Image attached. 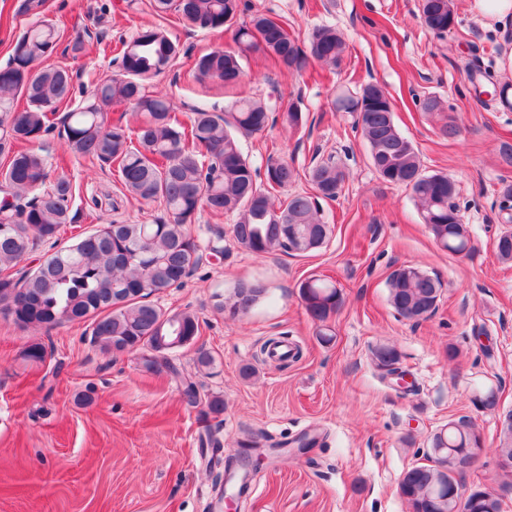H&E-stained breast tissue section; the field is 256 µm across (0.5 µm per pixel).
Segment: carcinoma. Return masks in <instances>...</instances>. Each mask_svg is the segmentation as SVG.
<instances>
[{
	"label": "carcinoma",
	"instance_id": "carcinoma-1",
	"mask_svg": "<svg viewBox=\"0 0 512 512\" xmlns=\"http://www.w3.org/2000/svg\"><path fill=\"white\" fill-rule=\"evenodd\" d=\"M152 9L159 17L176 13L193 31L233 30L234 45L195 59L193 76L201 84L240 82L250 53L280 70L299 71L310 58L336 67L347 49L332 25L315 26L300 40L288 31V23L262 11L244 21L242 0H153ZM419 12L425 27L436 35L448 32L449 23L456 21L452 0H419ZM58 44L55 24L38 19L19 32L8 63L0 67V156L7 160L0 170V182L7 187L0 193V314L19 325L47 330L89 320L92 341L102 353L145 351V369L165 370L183 383L186 406L201 407L204 420L217 418L224 413V400L214 397L200 406L196 384L169 356L193 344L196 317L169 314L149 298L180 287L201 263L200 246L188 226L203 209L236 215L231 237L254 255L283 251L301 256L321 249L331 239L333 226L321 219L318 199L336 198L345 171L331 157L316 163L308 177L317 195L292 194L277 206L271 191L295 180L294 166L271 158L265 182H259L260 171L244 153L241 138L275 124L276 112L288 127L302 126L301 100L272 105L261 98L238 97L220 113L196 108L190 126H184L166 96L146 89L147 80L172 67L181 53L179 42L165 27L150 24L121 40L119 72L74 102L69 70L44 64ZM69 102L73 107L63 116L61 133L68 153L113 167L128 195L159 204L162 214L151 224L107 218L99 229L17 277L12 268L27 260L38 243L58 239L61 229L74 222V186L68 177H58L49 189L33 195L44 185L49 164L35 142L53 128L59 107ZM114 106L139 114L138 125L132 129L120 119L111 120ZM331 107L356 114L354 131L367 147L371 166L383 181L410 189L434 240L453 255L471 252L469 231L453 203L455 180L443 172H424L418 149L395 125L387 90L377 83L355 90L346 87L331 99ZM387 287L395 313L418 322L436 312L443 283L419 267L402 265L389 274ZM265 294L263 284L240 281L232 297L217 300L215 308L244 314ZM299 296L308 316L322 326L320 342L331 343L328 322L342 302L335 284L309 278L299 284ZM371 360L376 369L392 374L400 352L391 343H379L371 348ZM473 404L496 409L497 390L477 389ZM430 445L438 451L423 455V461L405 470L399 481L400 496L412 512H502L503 499L496 490L448 504L444 481L463 487L456 459L478 455L484 448L483 429L475 420H449L448 428L435 433Z\"/></svg>",
	"mask_w": 512,
	"mask_h": 512
}]
</instances>
